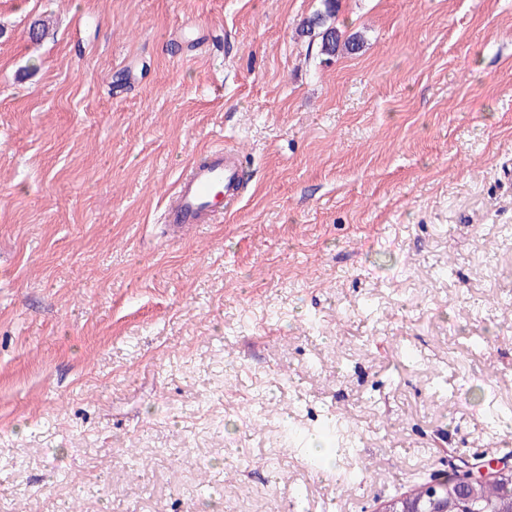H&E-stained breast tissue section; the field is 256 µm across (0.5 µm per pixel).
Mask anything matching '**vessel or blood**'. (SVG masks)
Listing matches in <instances>:
<instances>
[{
  "label": "vessel or blood",
  "instance_id": "obj_1",
  "mask_svg": "<svg viewBox=\"0 0 512 512\" xmlns=\"http://www.w3.org/2000/svg\"><path fill=\"white\" fill-rule=\"evenodd\" d=\"M243 166L236 149L211 147L205 160L192 165L182 176L167 203L162 219L172 237L211 224L223 216L239 196Z\"/></svg>",
  "mask_w": 512,
  "mask_h": 512
}]
</instances>
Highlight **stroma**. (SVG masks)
I'll return each instance as SVG.
<instances>
[{
	"label": "stroma",
	"instance_id": "1",
	"mask_svg": "<svg viewBox=\"0 0 512 512\" xmlns=\"http://www.w3.org/2000/svg\"><path fill=\"white\" fill-rule=\"evenodd\" d=\"M321 7L0 0V512H379L512 461V0H339L330 60ZM221 142L242 200L172 239ZM324 10H319L303 22L300 33L313 34L320 41V52L328 57H335L338 53L355 54L363 47L364 40L358 33L345 34L337 25L328 24V19L335 18L338 12V0H322Z\"/></svg>",
	"mask_w": 512,
	"mask_h": 512
}]
</instances>
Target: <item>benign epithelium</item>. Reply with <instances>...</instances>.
<instances>
[{
  "instance_id": "7a95c632",
  "label": "benign epithelium",
  "mask_w": 512,
  "mask_h": 512,
  "mask_svg": "<svg viewBox=\"0 0 512 512\" xmlns=\"http://www.w3.org/2000/svg\"><path fill=\"white\" fill-rule=\"evenodd\" d=\"M511 476L512 464L506 462H488L477 469L467 468L445 476L433 484L435 493L432 495L433 506L424 511L411 495L402 496L387 502L381 512H450L449 500L458 486H470L474 483L498 476Z\"/></svg>"
}]
</instances>
